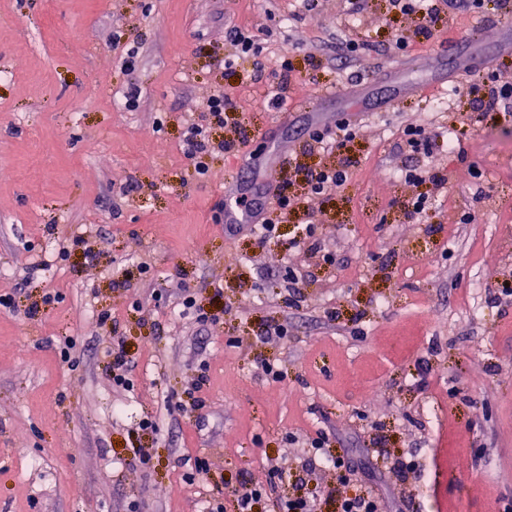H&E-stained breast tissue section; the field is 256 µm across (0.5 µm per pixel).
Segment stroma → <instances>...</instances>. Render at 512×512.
<instances>
[{"label": "stroma", "instance_id": "stroma-1", "mask_svg": "<svg viewBox=\"0 0 512 512\" xmlns=\"http://www.w3.org/2000/svg\"><path fill=\"white\" fill-rule=\"evenodd\" d=\"M297 9L0 0V296L16 304L0 309V512H202L241 479L266 484L267 460L298 473L303 439L318 432L357 470L341 486L319 468V489L349 496L363 485L390 512L512 505V114L458 109L469 82L512 57V23L487 5L453 11L436 41L398 52L391 31L411 23L390 21L387 0H366L359 15L349 0H320L296 29H280ZM233 25L268 62L289 50L280 110L245 78L250 62L225 68ZM116 30L139 46L134 68L112 44ZM348 38L369 51L339 55ZM131 83L141 91L132 111L116 105ZM219 92L236 109L214 138L253 132L265 183L289 179L296 162H338L302 154L314 128H355L359 163L345 186L308 198L307 214L262 244L222 220L241 153L202 177L184 154L185 126ZM411 123L459 139L460 151L409 155L398 142ZM419 163L446 169L449 184L411 223L397 202L417 194L402 173ZM307 217L335 264L290 248ZM293 270L306 276L296 306L283 287ZM182 284L219 321L184 312ZM274 323L287 336L262 339ZM114 337L134 362L129 391L106 374ZM265 359L282 381L262 373ZM195 385L201 404L183 413ZM147 416L157 433L139 429ZM137 448L149 467L133 462ZM379 448L414 461L416 477L400 483Z\"/></svg>", "mask_w": 512, "mask_h": 512}]
</instances>
